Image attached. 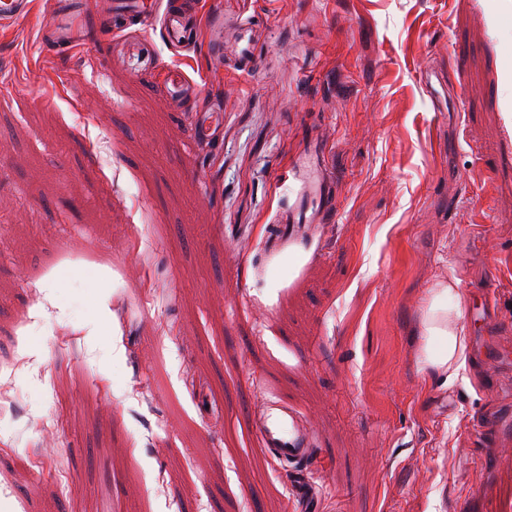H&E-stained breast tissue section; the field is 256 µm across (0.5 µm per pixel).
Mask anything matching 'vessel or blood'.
<instances>
[{"label":"vessel or blood","instance_id":"b4317fda","mask_svg":"<svg viewBox=\"0 0 512 512\" xmlns=\"http://www.w3.org/2000/svg\"><path fill=\"white\" fill-rule=\"evenodd\" d=\"M29 13L28 0H0L1 26L15 25ZM55 13L60 17H71L72 23L64 28L56 25L44 27V35L53 36L68 46H76L80 41V28L74 22L78 13L77 0H55ZM105 16L111 19L112 30L116 33L123 31V22L130 17L157 22L166 43L176 51L189 48L191 33L205 27L212 33V54L218 57L223 54L224 16L220 13L212 14L205 21L197 10H182L178 0H110ZM258 28V21L253 19L246 20L241 25L237 36L239 49L233 63L234 68L248 70L256 66ZM163 78L166 87L175 92L178 104L182 105L197 98L198 89L179 71L164 70ZM326 157V146L317 138L310 139L296 156L294 166L302 172L301 185L293 206L277 217L276 226L267 238L270 245H277L282 238L293 233L296 225L323 222L332 212L336 182L327 169ZM259 433L264 446L274 458L295 465L292 499L299 503L304 502L313 491V474L307 469L308 462L314 457L312 440L294 434L286 419L273 415L268 416L260 425Z\"/></svg>","mask_w":512,"mask_h":512}]
</instances>
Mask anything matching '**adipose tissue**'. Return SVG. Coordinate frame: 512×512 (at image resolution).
Instances as JSON below:
<instances>
[{"instance_id":"adipose-tissue-1","label":"adipose tissue","mask_w":512,"mask_h":512,"mask_svg":"<svg viewBox=\"0 0 512 512\" xmlns=\"http://www.w3.org/2000/svg\"><path fill=\"white\" fill-rule=\"evenodd\" d=\"M462 315V297L454 280L435 282L419 310L417 364L446 383L458 376L468 358Z\"/></svg>"}]
</instances>
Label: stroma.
<instances>
[{
    "label": "stroma",
    "mask_w": 512,
    "mask_h": 512,
    "mask_svg": "<svg viewBox=\"0 0 512 512\" xmlns=\"http://www.w3.org/2000/svg\"><path fill=\"white\" fill-rule=\"evenodd\" d=\"M52 2L0 27V512H294L269 401L320 448L310 512H501L512 438L478 423L512 412V0H198L264 25L221 75L206 41L105 29L106 0L48 50ZM166 66L223 101L214 142ZM315 135L334 214L269 250ZM442 278L469 346L447 386L415 359ZM259 21L248 19L238 30L237 43L239 46L237 56L232 65L235 69L249 70L254 68L258 61L256 46L258 42Z\"/></svg>",
    "instance_id": "stroma-1"
}]
</instances>
